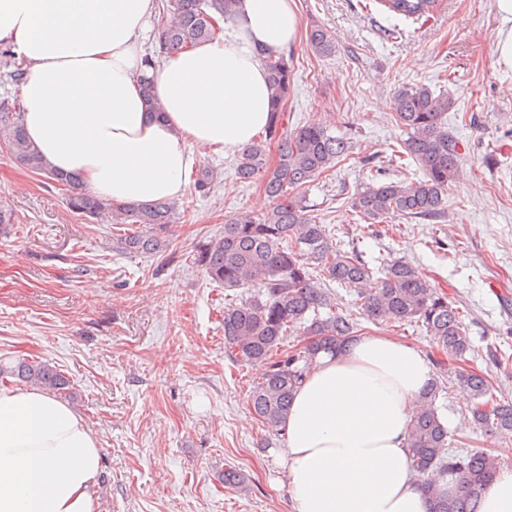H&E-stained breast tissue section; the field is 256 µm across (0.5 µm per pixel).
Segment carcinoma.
<instances>
[{"label": "carcinoma", "mask_w": 512, "mask_h": 512, "mask_svg": "<svg viewBox=\"0 0 512 512\" xmlns=\"http://www.w3.org/2000/svg\"><path fill=\"white\" fill-rule=\"evenodd\" d=\"M379 4L396 18L418 21L434 15L438 0H379ZM234 5L235 0H157L158 38L143 55L140 74L151 111H161L152 72L163 60L218 39L224 23L233 19ZM308 42L319 55L335 52V42L326 29L311 30ZM265 65L273 98L270 121L237 157L235 171L240 182L260 184L268 209L257 219L246 215L226 219L223 230L200 245L195 257L210 281L224 290H254L245 301L228 299L224 304L225 347L238 361L262 366L248 395L254 415L272 434H280L295 389L318 356L340 350L361 332L365 320L393 327L412 323L424 327L452 362L448 379L469 391L467 422L490 433L512 430V399L496 395L497 388L484 376L463 367L475 347L458 307L409 262L391 259L380 268L369 267L361 252L340 248L330 225L314 215L306 192L347 154L349 141L346 134L334 135L316 121L288 129V55L271 52L265 56ZM453 104L452 98L423 84L398 90L392 100L393 116L407 133L400 146L403 155L417 164L421 177L384 179L379 156H366L364 164L375 169V174L350 197V208L359 219L382 224L396 217L432 222L445 218L448 188L462 158L459 141L444 123ZM0 143L21 168L69 191L70 209L88 218L106 212L114 224L136 225L118 240L122 252L147 254L159 247L154 231L172 223L173 202L114 205L78 189L77 175L51 170L28 142L17 95L0 97ZM273 144L277 158L272 162L269 150ZM215 179L210 167L198 169L194 190L208 195ZM332 284L353 290L356 310L336 311ZM291 336L310 343L286 350L285 342ZM8 376L53 396L69 390L65 375L42 362L22 360L0 368V378ZM445 389V383L437 381L418 400L407 448L418 486L432 502L431 512H474L473 498L490 486L498 466L484 452L456 446L436 407ZM430 474L455 477L457 491L452 495L441 492L437 481L427 479Z\"/></svg>", "instance_id": "obj_1"}]
</instances>
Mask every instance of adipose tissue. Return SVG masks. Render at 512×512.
<instances>
[{
    "mask_svg": "<svg viewBox=\"0 0 512 512\" xmlns=\"http://www.w3.org/2000/svg\"><path fill=\"white\" fill-rule=\"evenodd\" d=\"M155 0H0V43L26 64L29 140L56 171L115 203L178 198L198 153L240 152L270 119L264 53L296 41L294 0H238L220 39L137 75ZM434 372L423 351L361 335L321 355L283 427L294 512H430L407 434ZM101 450L83 418L36 389L0 388V512H93Z\"/></svg>",
    "mask_w": 512,
    "mask_h": 512,
    "instance_id": "ef3b65f1",
    "label": "adipose tissue"
}]
</instances>
